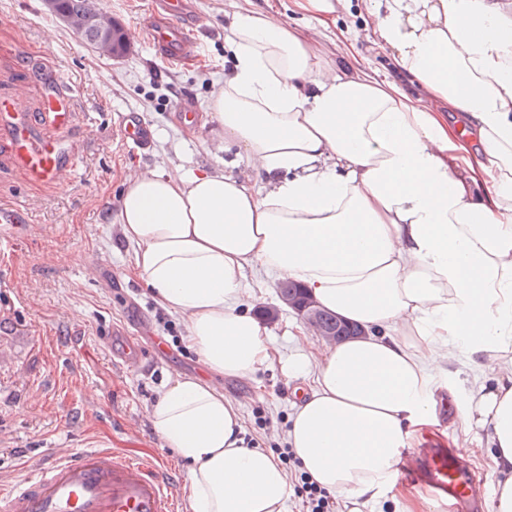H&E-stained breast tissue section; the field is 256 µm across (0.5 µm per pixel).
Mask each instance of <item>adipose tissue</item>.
Segmentation results:
<instances>
[{"label":"adipose tissue","mask_w":512,"mask_h":512,"mask_svg":"<svg viewBox=\"0 0 512 512\" xmlns=\"http://www.w3.org/2000/svg\"><path fill=\"white\" fill-rule=\"evenodd\" d=\"M360 3L399 81L240 9L205 109L216 151L245 160L265 192L226 170L142 174L121 193V231L135 273L184 318V343L211 374L247 378L273 361L242 308L249 269L301 283L365 328L319 350L297 325L282 365L304 385L287 442L345 500L393 488L404 512H430L395 477L462 362L476 386L452 444L465 457L486 435L500 473L489 512H512V0ZM150 422L188 469L186 512H287L284 466L248 444L213 384L169 379Z\"/></svg>","instance_id":"adipose-tissue-1"}]
</instances>
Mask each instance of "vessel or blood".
I'll return each instance as SVG.
<instances>
[{
  "instance_id": "vessel-or-blood-1",
  "label": "vessel or blood",
  "mask_w": 512,
  "mask_h": 512,
  "mask_svg": "<svg viewBox=\"0 0 512 512\" xmlns=\"http://www.w3.org/2000/svg\"><path fill=\"white\" fill-rule=\"evenodd\" d=\"M146 27L150 44L164 56L188 60L197 43L188 20V0H157ZM71 93H52L41 113L18 111L17 99L0 100V123L10 130L14 163L36 183H60L75 168L76 153L48 126L67 127L71 120ZM122 140L146 148L151 133L133 113L117 123ZM29 217L19 205L0 204V253L16 247L28 231ZM426 482L456 505L481 498L483 491L470 471L457 466L443 450L426 451ZM177 478L164 462L136 457L124 449L98 444L89 448L56 449L47 460L15 479L0 478V512H178Z\"/></svg>"
}]
</instances>
